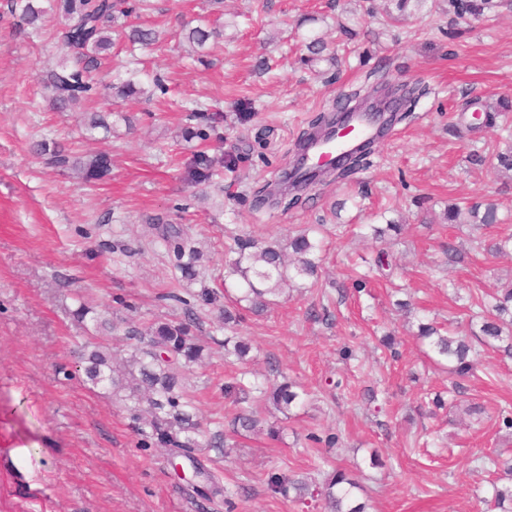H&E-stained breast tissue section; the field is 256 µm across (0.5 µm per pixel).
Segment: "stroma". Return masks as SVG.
<instances>
[{
  "label": "stroma",
  "mask_w": 512,
  "mask_h": 512,
  "mask_svg": "<svg viewBox=\"0 0 512 512\" xmlns=\"http://www.w3.org/2000/svg\"><path fill=\"white\" fill-rule=\"evenodd\" d=\"M153 4L159 43L113 51L127 68L161 74L168 91L114 107L96 99L108 136L87 130L83 112L57 111L44 86L62 58L57 18L39 32L0 21V512H324L319 500L272 495L267 479L320 481L336 468L362 485L367 512H491L496 475L478 459L512 450V429L498 416L512 407V358L476 345L478 370L457 406L431 411L426 397L447 393L454 377L416 333L423 319L466 323L476 298L512 283V256L477 248L512 234V181L467 161L512 143V113L491 128L470 126L473 113L512 96V5L452 24L443 0L389 22L384 0H224V35L199 57L179 27L207 18L208 0ZM309 33L327 44L312 63L301 45ZM262 58L269 70H258ZM376 67L392 82L427 86L412 118L388 131L368 165L312 188L298 208L258 204L256 192L287 167L309 120L335 111ZM215 106L226 116L217 133L183 138L189 111ZM263 130L259 152L252 145ZM41 140L85 160L106 154L110 169L87 182L47 167L30 151ZM218 145L242 152L237 172L185 185L184 162ZM455 200L495 205L500 221L443 223ZM385 217L402 220V233L373 239L370 225ZM167 224L202 252L195 279L182 278L162 241ZM310 225L326 245L318 284L293 283L233 329L222 304H199L202 289L223 293L234 237L285 239ZM450 241L460 250L453 263ZM382 249L395 258L392 279L340 291ZM83 302L97 320L77 319ZM190 318L207 347L203 363L184 371L203 430L194 456L230 492L210 502L174 470L168 449L139 434L125 394L76 369L97 321L119 327L111 340L119 364L131 352L124 329ZM231 334L251 344L248 361H225ZM239 371L267 384L286 372L307 396L290 414L267 415L279 438L235 436L228 456L218 443L242 406L224 382ZM330 433L339 446L320 444Z\"/></svg>",
  "instance_id": "obj_1"
}]
</instances>
